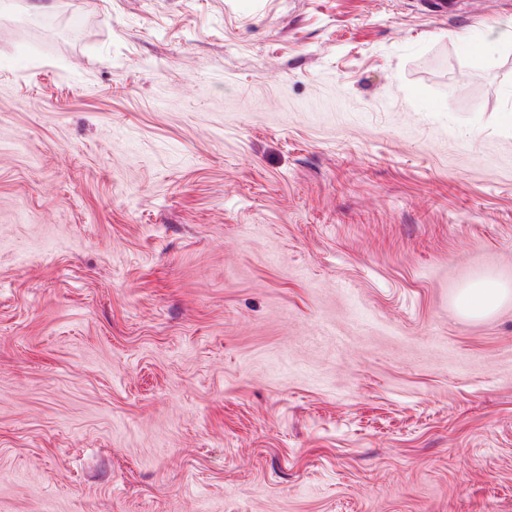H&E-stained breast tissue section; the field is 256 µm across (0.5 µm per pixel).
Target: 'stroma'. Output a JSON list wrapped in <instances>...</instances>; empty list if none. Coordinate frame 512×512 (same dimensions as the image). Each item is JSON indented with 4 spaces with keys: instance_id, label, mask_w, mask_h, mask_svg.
Segmentation results:
<instances>
[{
    "instance_id": "35a3bbf8",
    "label": "stroma",
    "mask_w": 512,
    "mask_h": 512,
    "mask_svg": "<svg viewBox=\"0 0 512 512\" xmlns=\"http://www.w3.org/2000/svg\"><path fill=\"white\" fill-rule=\"evenodd\" d=\"M510 27L0 0V512H512ZM506 296V289L491 279H481L468 288H463L457 305L469 316H481L494 310Z\"/></svg>"
}]
</instances>
